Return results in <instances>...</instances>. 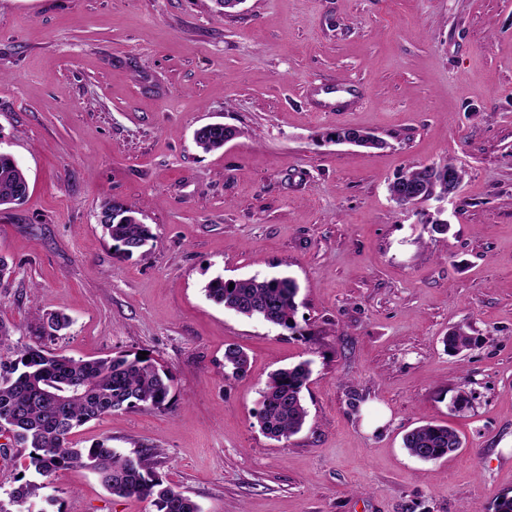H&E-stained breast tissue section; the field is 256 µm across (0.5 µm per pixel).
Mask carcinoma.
I'll return each instance as SVG.
<instances>
[{"label": "carcinoma", "mask_w": 512, "mask_h": 512, "mask_svg": "<svg viewBox=\"0 0 512 512\" xmlns=\"http://www.w3.org/2000/svg\"><path fill=\"white\" fill-rule=\"evenodd\" d=\"M239 130L233 126L208 124L197 129L194 141L205 152L224 148ZM462 172L454 165H424L412 169L389 186L392 199L402 196L427 199L448 195L457 189ZM29 182L16 159L0 152V206L19 205L27 197ZM100 214L103 227L115 251L131 257L152 239L137 211L117 200L105 202ZM234 288H229V285ZM209 300L246 318L270 324L296 327L298 285L292 278L237 279L221 276L205 286ZM70 325L60 313L37 314L33 329L37 335L55 340ZM14 329L0 320V437L11 447L27 448V470L44 481H26L9 493V504L0 502V512H33L35 500L47 487L45 480L73 467L92 470L105 489L118 497L150 499L157 512H201L199 504L154 470V453L117 452L105 438L88 448L71 440L83 424L135 408H161L168 404L173 376L151 358L118 353L94 359L74 358L55 352L43 342L21 345L12 341ZM472 337L465 326L455 327L445 338L453 350L470 346ZM311 361L274 371L261 392L259 420L264 434L273 440H287L303 428L308 417L302 391L310 375ZM224 366L235 376L249 367L247 355L237 347L224 351ZM408 453L422 461L440 460L462 447L459 434L446 425L427 423L408 431L402 439Z\"/></svg>", "instance_id": "obj_1"}]
</instances>
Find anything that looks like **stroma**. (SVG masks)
Segmentation results:
<instances>
[{
	"label": "stroma",
	"instance_id": "1",
	"mask_svg": "<svg viewBox=\"0 0 512 512\" xmlns=\"http://www.w3.org/2000/svg\"><path fill=\"white\" fill-rule=\"evenodd\" d=\"M214 122L242 133L202 152ZM337 127L382 145L325 140ZM0 151L30 184L0 207V320L31 343L34 315L61 312L56 351H143L174 377L171 407L90 421L81 446L156 451L201 512H495L512 496V0H0ZM447 164L464 172L452 198L391 200L401 173ZM108 199L141 212L144 252H113ZM219 274L294 278L295 329L210 301ZM230 345L250 360L235 378ZM303 360L307 422L274 441L260 392ZM429 422L464 447L409 455L404 434ZM44 494L46 512H156L84 468Z\"/></svg>",
	"mask_w": 512,
	"mask_h": 512
}]
</instances>
